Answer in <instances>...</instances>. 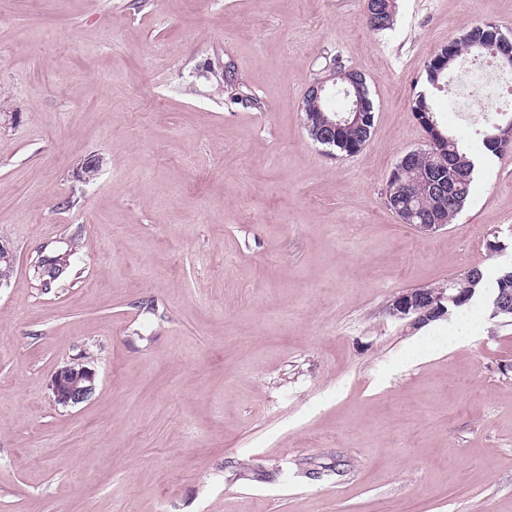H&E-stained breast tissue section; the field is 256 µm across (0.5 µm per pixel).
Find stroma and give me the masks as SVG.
Instances as JSON below:
<instances>
[{
    "label": "stroma",
    "mask_w": 512,
    "mask_h": 512,
    "mask_svg": "<svg viewBox=\"0 0 512 512\" xmlns=\"http://www.w3.org/2000/svg\"><path fill=\"white\" fill-rule=\"evenodd\" d=\"M396 3L376 33L364 0H0V512H512V322L485 290L417 329L386 312L512 265V150L434 234L382 196L426 143V65L512 33V0ZM336 60L376 106L349 157L301 112ZM75 234L41 290L38 250ZM75 360L97 387L63 408ZM50 386L56 405L73 407L87 401L94 393L96 375L82 363L71 362L57 369Z\"/></svg>",
    "instance_id": "1"
}]
</instances>
